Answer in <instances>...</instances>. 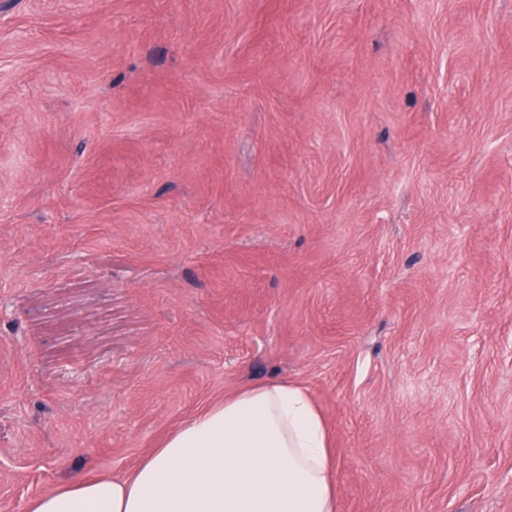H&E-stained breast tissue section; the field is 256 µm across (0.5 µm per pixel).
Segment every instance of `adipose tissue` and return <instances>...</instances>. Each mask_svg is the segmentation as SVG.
<instances>
[{"mask_svg":"<svg viewBox=\"0 0 512 512\" xmlns=\"http://www.w3.org/2000/svg\"><path fill=\"white\" fill-rule=\"evenodd\" d=\"M28 512H336V459L308 392L269 381L187 419L130 473L74 479Z\"/></svg>","mask_w":512,"mask_h":512,"instance_id":"1","label":"adipose tissue"}]
</instances>
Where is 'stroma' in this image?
I'll use <instances>...</instances> for the list:
<instances>
[{
	"label": "stroma",
	"mask_w": 512,
	"mask_h": 512,
	"mask_svg": "<svg viewBox=\"0 0 512 512\" xmlns=\"http://www.w3.org/2000/svg\"><path fill=\"white\" fill-rule=\"evenodd\" d=\"M268 380L512 512V0H0V512Z\"/></svg>",
	"instance_id": "stroma-1"
}]
</instances>
